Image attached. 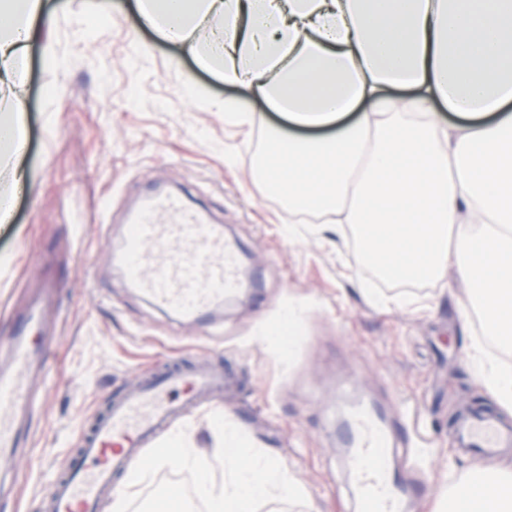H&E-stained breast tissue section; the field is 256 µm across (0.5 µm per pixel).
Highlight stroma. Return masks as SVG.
Instances as JSON below:
<instances>
[{
    "label": "stroma",
    "instance_id": "obj_1",
    "mask_svg": "<svg viewBox=\"0 0 512 512\" xmlns=\"http://www.w3.org/2000/svg\"><path fill=\"white\" fill-rule=\"evenodd\" d=\"M134 4L112 0L111 12L100 15L91 0H47L56 21L30 51L26 186L17 192L0 180V196L14 199L12 222L0 223V337L10 332L8 311L26 302L28 278L55 279L63 291L50 314L59 334L47 350L49 379L31 413L36 445L18 463L15 493L0 494V512H44L65 461L111 400L140 376L201 354L229 361L238 385L185 420L189 446L214 458L219 439L209 415L236 414L306 494V506L271 502L260 512H351L337 466L343 450L329 420L343 380L390 413L415 405L429 438L417 463L432 480L422 512H435L453 492L449 475L464 483L486 466L452 447L455 405L512 421L473 361L512 368V353L490 346L483 317L464 308L466 287L454 271L412 291V306L381 307L361 282L388 297L397 291L357 253L355 228L340 238L320 220L316 232L286 237L287 206L253 174L263 129L226 126L219 105L246 100L266 126H282L281 117L199 68L180 45L137 28ZM137 41L152 52L147 66L135 59ZM47 45L76 58V67L62 74L48 66ZM162 188L181 190L208 222L223 225L259 277L258 287L224 302L209 323L155 307L113 258L131 212L147 191ZM288 307L299 320L282 350L270 338L281 333Z\"/></svg>",
    "mask_w": 512,
    "mask_h": 512
}]
</instances>
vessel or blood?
<instances>
[{
	"label": "vessel or blood",
	"instance_id": "vessel-or-blood-1",
	"mask_svg": "<svg viewBox=\"0 0 512 512\" xmlns=\"http://www.w3.org/2000/svg\"><path fill=\"white\" fill-rule=\"evenodd\" d=\"M117 260L128 283L160 308L193 321L207 319L224 300L255 284L237 246L219 224L174 192L148 195L126 227ZM42 305L17 317L9 338V364L0 368V470L27 447L32 381L48 374ZM224 369L211 364L174 366L125 391L99 417L77 450V461L53 487L48 512H99L104 496L127 486L130 463L174 421L224 390ZM337 428L348 453L347 470L360 512H418L429 482L414 449L424 440L413 406L397 416L352 392L338 394ZM458 448L483 458L512 449V425L495 413L466 410L454 426Z\"/></svg>",
	"mask_w": 512,
	"mask_h": 512
}]
</instances>
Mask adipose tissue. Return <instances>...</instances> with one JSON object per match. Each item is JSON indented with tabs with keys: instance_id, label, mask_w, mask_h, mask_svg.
<instances>
[{
	"instance_id": "obj_1",
	"label": "adipose tissue",
	"mask_w": 512,
	"mask_h": 512,
	"mask_svg": "<svg viewBox=\"0 0 512 512\" xmlns=\"http://www.w3.org/2000/svg\"><path fill=\"white\" fill-rule=\"evenodd\" d=\"M138 24L200 67L326 138L266 128L255 174L290 211L357 227L381 274L469 286L512 348V0H136ZM45 0H0V177L21 184L29 52ZM208 30L206 41L195 38ZM416 89L413 99L384 95ZM441 103L461 116L441 124ZM456 512H512V471L489 467Z\"/></svg>"
}]
</instances>
